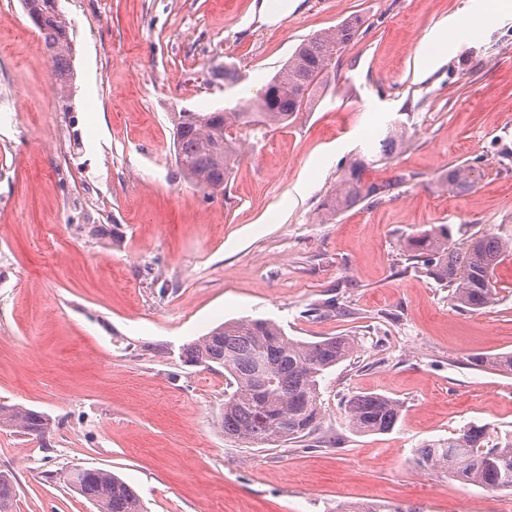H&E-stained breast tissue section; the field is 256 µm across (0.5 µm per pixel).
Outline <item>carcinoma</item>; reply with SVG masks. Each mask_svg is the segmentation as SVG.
Here are the masks:
<instances>
[{
  "mask_svg": "<svg viewBox=\"0 0 512 512\" xmlns=\"http://www.w3.org/2000/svg\"><path fill=\"white\" fill-rule=\"evenodd\" d=\"M37 5L28 13L43 40L45 54L56 73L60 90L69 87V26L56 0H23ZM362 21L347 19L335 28L304 40L288 63L272 78L274 94L258 97L250 111L180 112L175 119V163L183 178L208 190L224 187L239 161L241 140L231 132L237 126L259 131L288 126L308 106L323 82L331 61L354 44ZM405 125L391 122L378 141L380 158L392 155L404 142ZM368 167L359 156L339 176L336 191L321 203L331 219L374 197H382L402 182L363 180ZM479 171L469 165L448 170V186L472 189ZM452 230L439 224L407 242L410 260L422 264L425 273L446 285L451 300L466 311L491 306L496 296L495 269L512 243L493 234L473 235L462 245H449ZM355 341L327 337L317 342L291 338L275 322L238 319L210 330L182 348L183 362L208 370H224V434L253 446L306 437L321 426L320 379L325 372L348 359ZM471 364L490 366L512 375V352L471 356ZM349 428L358 434H384L393 430L401 409L397 402L378 394L357 393L345 404ZM0 427L38 439L50 447L53 427L49 415L19 404L0 403ZM416 464L424 471L448 476L492 491H512V436L489 445L484 425L470 424L457 437L439 440L416 450ZM68 484L97 512H144L137 491L112 471L76 468L67 474ZM14 478L0 472V512H13Z\"/></svg>",
  "mask_w": 512,
  "mask_h": 512,
  "instance_id": "carcinoma-1",
  "label": "carcinoma"
}]
</instances>
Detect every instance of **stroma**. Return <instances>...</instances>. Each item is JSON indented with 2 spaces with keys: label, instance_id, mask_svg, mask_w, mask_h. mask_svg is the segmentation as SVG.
<instances>
[{
  "label": "stroma",
  "instance_id": "obj_1",
  "mask_svg": "<svg viewBox=\"0 0 512 512\" xmlns=\"http://www.w3.org/2000/svg\"><path fill=\"white\" fill-rule=\"evenodd\" d=\"M271 2L263 20L261 0H59L63 91L22 0H0V402L56 423L47 448L0 428L14 512H96L60 478L76 467L119 475L145 512H512V492L414 461L472 423L512 433V375L470 363L512 352V255L495 303L467 312L406 251L435 224L512 238V11L474 33L484 0ZM352 16L357 42L290 125L238 128L225 190L179 176L176 113L244 110L304 39ZM451 17L456 46L435 51ZM395 119L405 143L364 178L402 184L322 223L342 167ZM462 163L480 177L458 192L445 176ZM240 318L354 338L320 382L315 434L225 436L223 373L181 352ZM359 392L399 402L391 432L349 429Z\"/></svg>",
  "mask_w": 512,
  "mask_h": 512
}]
</instances>
